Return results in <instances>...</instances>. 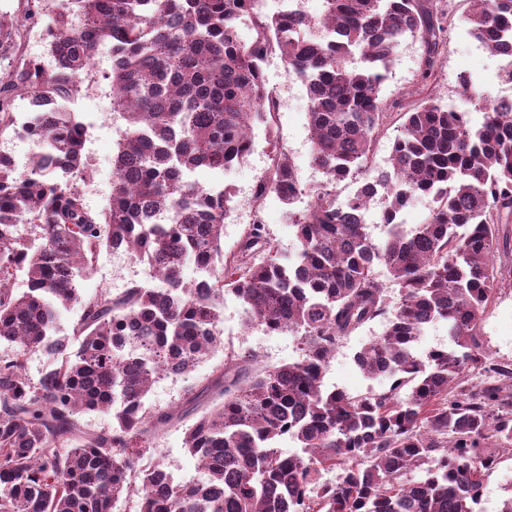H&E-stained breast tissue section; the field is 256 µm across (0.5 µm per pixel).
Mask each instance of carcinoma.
<instances>
[{"label": "carcinoma", "mask_w": 512, "mask_h": 512, "mask_svg": "<svg viewBox=\"0 0 512 512\" xmlns=\"http://www.w3.org/2000/svg\"><path fill=\"white\" fill-rule=\"evenodd\" d=\"M469 33L512 57V0H467ZM0 18V134L16 130L18 94L59 100L108 49L112 111L126 122L112 159L105 210L85 203L91 171L87 128L76 112H43L25 129L47 146L26 174L0 155V512H112L135 492L142 512H489L484 478L512 447V365L492 362L482 338L488 304L512 271V106L490 100L467 75L459 110L428 93L401 113L383 190L380 241L361 220L376 197L363 185L345 200L310 191L294 220L299 249L281 261L266 226L247 228L239 253L224 254V222L236 191L193 175L220 174L250 154L253 128L274 100L259 78L279 50L308 98L311 163L331 185L366 167L389 103L380 97L399 44L421 42L419 82L437 78L448 16L433 0H323L315 40L304 17L254 18L253 0H20ZM94 23L80 30L83 14ZM52 36L55 66L22 55L25 34ZM481 113L476 123L472 114ZM297 169L280 158L259 192L290 205L302 194ZM420 195V224L402 214ZM27 227L21 231L20 226ZM117 245L148 265V280L119 295L79 292L100 252ZM203 272L188 281L189 267ZM383 267L399 286L382 335L355 353L389 388L352 396L324 385L343 338L385 314ZM24 277L27 289L12 288ZM245 324L299 334V361L250 369L232 355L208 389L218 403L184 431L206 479L177 482L164 469L135 468L149 437L180 419L150 412L145 398L161 364L190 371L222 344L224 295ZM77 307L78 351L52 340L62 310ZM448 327V347L417 350L430 323ZM56 362L40 382L26 356ZM470 370L494 378L461 385ZM112 413V428L87 432L80 416ZM289 439L298 451L286 453ZM342 467L335 482L323 473Z\"/></svg>", "instance_id": "cac0c4a2"}]
</instances>
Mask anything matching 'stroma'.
<instances>
[{
	"mask_svg": "<svg viewBox=\"0 0 512 512\" xmlns=\"http://www.w3.org/2000/svg\"><path fill=\"white\" fill-rule=\"evenodd\" d=\"M452 19L448 42L440 59L435 91L442 103L458 108L465 102L458 92L460 74H468L489 99H497L512 92V85L501 83L498 77L501 63L497 56L486 50L472 37L461 20L467 8L465 0H438ZM423 48L419 42L403 41L395 50L387 78L382 85V96L403 106L414 105L421 97L418 75ZM98 97L83 99L79 116L88 128L85 153L91 164L92 190L86 196L87 205L95 211L103 210L112 194V156L125 129L124 120L112 112V101L107 95L109 85L98 80ZM296 98L291 105L281 107L272 121L271 129L255 127L253 133L256 149L240 163L226 170L223 176L200 171L195 178L207 184L223 179L237 192L234 209L224 224V252L234 253L248 224L254 217L252 191L258 180L268 170L276 151H284L299 172L302 181L313 179L311 142L308 127V102L304 88H296ZM306 200L285 205L276 195H269L264 203V219L281 258H294L298 250L293 215L305 209ZM144 264L129 255L115 257L112 252H102L93 271L80 283L83 294L107 291L117 295L132 282L143 280ZM241 304L233 296L224 298V321L220 326L224 340L216 349L186 373L165 374L153 383L145 398L147 409L184 407L188 390L200 389L204 395L202 407H211L213 394L207 385L224 367L228 353L255 355L254 369L279 366L299 360L297 336L290 333L268 334L262 327L244 328ZM386 325L385 318L369 322L337 347L330 361L324 383L327 388H339L353 395H369L383 391L388 382L385 377H372L355 363L354 355L362 346L380 336ZM484 336L495 362L512 364V276L504 277L488 305L484 316ZM184 423H177L156 432L148 449L136 461L138 469L161 467L175 480L188 482L203 480L204 474L196 461L183 446ZM483 498L488 508L496 512L505 500L512 498V451L499 452V464L484 480Z\"/></svg>",
	"mask_w": 512,
	"mask_h": 512,
	"instance_id": "35a3bbf8",
	"label": "stroma"
}]
</instances>
